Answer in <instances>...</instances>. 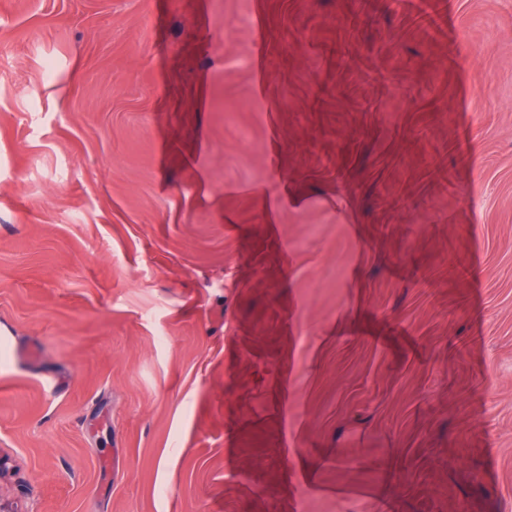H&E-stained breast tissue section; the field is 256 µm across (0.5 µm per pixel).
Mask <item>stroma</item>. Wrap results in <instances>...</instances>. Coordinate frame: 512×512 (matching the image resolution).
<instances>
[{
  "mask_svg": "<svg viewBox=\"0 0 512 512\" xmlns=\"http://www.w3.org/2000/svg\"><path fill=\"white\" fill-rule=\"evenodd\" d=\"M0 512H512V0H0Z\"/></svg>",
  "mask_w": 512,
  "mask_h": 512,
  "instance_id": "obj_1",
  "label": "stroma"
}]
</instances>
